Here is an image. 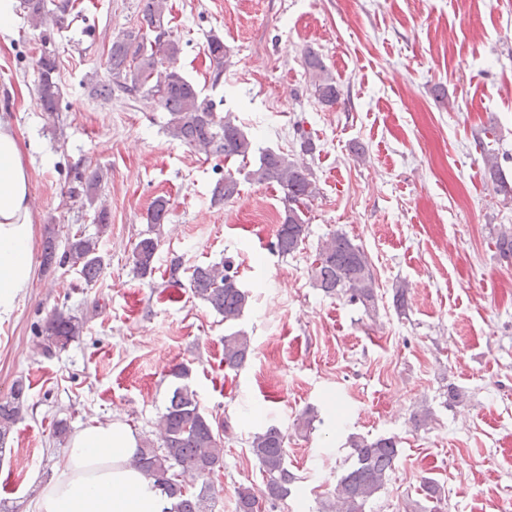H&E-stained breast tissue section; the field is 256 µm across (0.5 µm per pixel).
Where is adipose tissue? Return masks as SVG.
<instances>
[{"instance_id":"obj_1","label":"adipose tissue","mask_w":512,"mask_h":512,"mask_svg":"<svg viewBox=\"0 0 512 512\" xmlns=\"http://www.w3.org/2000/svg\"><path fill=\"white\" fill-rule=\"evenodd\" d=\"M31 175L10 122L0 118V321L34 274ZM141 446L120 419L76 429L59 476L39 494L38 512H163L166 500L132 464Z\"/></svg>"}]
</instances>
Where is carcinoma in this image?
<instances>
[{"mask_svg": "<svg viewBox=\"0 0 512 512\" xmlns=\"http://www.w3.org/2000/svg\"><path fill=\"white\" fill-rule=\"evenodd\" d=\"M21 7L38 24L50 15L53 25L61 28L68 16V6H58L52 13L47 9V0H21ZM166 10L167 0H145L141 24L157 33L156 38L148 43L141 31L131 30L112 41L106 60L109 79L90 81L91 94L105 102L111 101L117 91L128 96L140 95L167 112L166 131L172 139L208 157L239 161L236 172H225L215 183L212 198L216 203L228 202L239 195L237 174L241 172L255 183L277 184L285 206L274 247L282 256L294 254L305 242L307 212L318 194L309 167L281 150L259 148L236 123L232 113L218 114L213 101L201 96V91L175 67L179 45L169 38ZM208 53L215 63L214 81L217 82L224 68V42L217 36L210 37ZM36 66L38 104L51 114L58 110L60 99L57 54H40ZM303 67L313 79L318 99L328 105L336 103L339 97L336 80L322 58L309 50L303 56ZM474 144L483 154L488 180L497 191L511 196L512 184L507 181L497 154L480 137L475 138ZM255 155L258 162L253 165L251 159ZM102 181L103 172L99 168L78 171L67 194L71 199L80 198L91 204L98 198ZM167 218L168 200L161 196L155 198L147 214L148 229L132 251L133 269L142 278L152 276L155 271L160 226ZM94 221L98 224L97 236L86 237L77 232L63 244L55 226H46L41 252L43 264L67 263L79 272L85 284L97 281L102 271L99 238L110 225L107 206L100 205ZM495 246L500 258L512 259V230L501 229ZM311 279L315 287L329 296L344 298L367 311L375 309L373 266L362 246L341 231L330 234L318 245ZM187 288L229 326L240 319L249 301L228 257L219 263L194 266ZM83 329L84 322L77 317L55 312L41 331L40 348L45 354L61 350L80 336ZM250 354V338L244 332L236 330L224 335L226 366L238 368ZM171 376L180 384L174 387L159 416L160 446L141 449L136 464L166 497L168 506L163 512H213L217 490L205 470L217 472L223 468L224 435L228 434V427L202 413L196 392L185 383L189 378L187 366L174 367ZM25 408V388L18 381L10 396L0 399V454L14 427L22 420ZM350 448L352 462L336 476L330 495L320 502L318 512H365L367 503L384 488L399 454L398 441L393 436H353ZM251 452L267 477L265 500L274 507L291 494V485L296 481L286 465L285 435L278 427L270 426L253 437ZM236 495L237 512H257L258 499L251 488L239 487Z\"/></svg>", "mask_w": 512, "mask_h": 512, "instance_id": "carcinoma-1", "label": "carcinoma"}]
</instances>
